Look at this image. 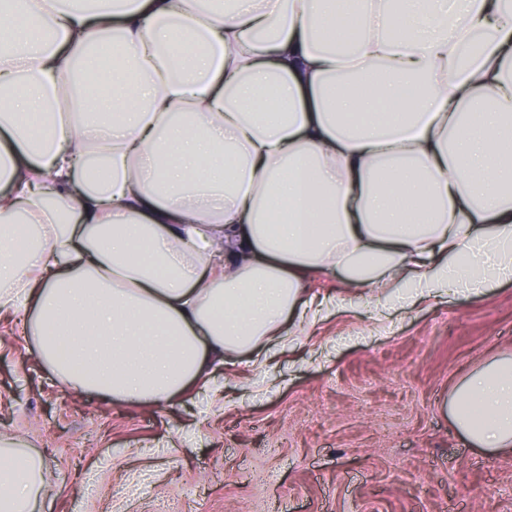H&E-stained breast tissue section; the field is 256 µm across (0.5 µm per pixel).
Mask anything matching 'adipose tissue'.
Returning a JSON list of instances; mask_svg holds the SVG:
<instances>
[{"label":"adipose tissue","instance_id":"adipose-tissue-1","mask_svg":"<svg viewBox=\"0 0 512 512\" xmlns=\"http://www.w3.org/2000/svg\"><path fill=\"white\" fill-rule=\"evenodd\" d=\"M200 3L0 0V319L48 372L172 405L241 360L267 376L331 311L382 325L512 280V8ZM448 411L512 448V356ZM43 470L1 438L0 512Z\"/></svg>","mask_w":512,"mask_h":512}]
</instances>
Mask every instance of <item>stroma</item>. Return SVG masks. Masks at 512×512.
<instances>
[{"mask_svg": "<svg viewBox=\"0 0 512 512\" xmlns=\"http://www.w3.org/2000/svg\"><path fill=\"white\" fill-rule=\"evenodd\" d=\"M29 347L0 326V436L44 460L34 512H512V450L471 446L447 410L512 356V282L409 309L385 335L334 312L263 384L229 367L174 407L70 391Z\"/></svg>", "mask_w": 512, "mask_h": 512, "instance_id": "obj_1", "label": "stroma"}]
</instances>
